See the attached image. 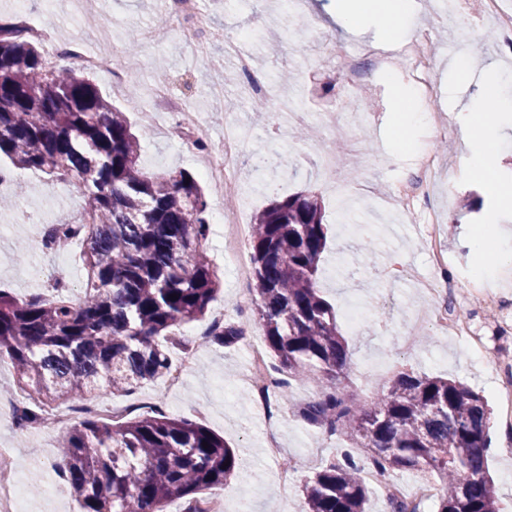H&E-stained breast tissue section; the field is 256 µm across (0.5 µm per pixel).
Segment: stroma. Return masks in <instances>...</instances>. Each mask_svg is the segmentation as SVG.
I'll list each match as a JSON object with an SVG mask.
<instances>
[{"label": "stroma", "mask_w": 512, "mask_h": 512, "mask_svg": "<svg viewBox=\"0 0 512 512\" xmlns=\"http://www.w3.org/2000/svg\"><path fill=\"white\" fill-rule=\"evenodd\" d=\"M455 2L471 28L464 51L473 65L464 72L454 66L450 47L455 35L446 26H439L432 71L436 95L425 104L416 98L409 103L418 111L428 108L445 113L453 134L433 139L427 124L421 123L408 129V145L403 148L395 129L393 84L398 80L410 82L408 65L369 73V92L354 104L347 95V78L334 64L335 57L350 48L388 50L392 41L344 27L336 18V0H303L297 15L284 12L276 0H234L227 9L215 0H203L215 25L225 33L250 35L261 76L273 82L282 72L295 73L290 91L297 109L307 113L308 125L317 127L320 109L331 105L345 113L357 111L366 116V123H354V142L338 152L336 169L330 173L322 171L313 156L315 147L332 148L334 141L327 132L320 131L314 140H291L287 115L244 96L233 60L225 62L222 94L211 93V78L202 59L171 26L162 25L161 0H90L77 12L69 0H28L27 12L33 23L53 32L57 44L77 42L89 51L104 45L118 52L125 43L138 41L140 30L162 29L157 43L139 50L141 65L134 73L139 83L137 96L115 90L106 74L93 75L101 94L125 112L139 133L144 169L157 173L184 169L197 177L202 174L198 159L175 135L172 119L158 116L152 129L141 120L142 113L150 109L148 89L158 78L168 79L176 95L190 100L209 122L213 140L224 134L225 112H233L248 137L239 158L243 190L234 195L230 211L240 212L248 224L274 197L298 191L314 193L325 205L327 247L319 263L317 286L335 309L348 343L350 366L344 386L368 403L382 394L399 371L409 370L453 379L479 392L492 410L488 463L496 501L500 512H512V459L501 451L512 429L503 424L498 411L494 375L465 347L430 325L422 328V340L408 347L402 345L396 331L413 328L416 313L432 308L433 302L422 295L415 282L389 283L381 277L382 267L396 258L418 275L429 274L428 245L422 233V215L429 211L441 217L437 240L448 254L450 276L465 281L481 276L482 261L466 245L472 234L491 235L497 253L512 255V209L500 208L483 182L461 166L466 140L461 108L476 101L487 113L493 111L498 91L512 93V45L503 43L494 22L483 17L482 0ZM491 69L502 76L503 88L489 82L487 72ZM427 148L438 152L445 164V172L430 194L411 210L383 206L393 183L416 172L418 157ZM259 153H274L280 158L279 166L262 181L248 174ZM0 168L13 169L16 176L13 186L0 193L19 196L22 210L18 216L0 214V289L18 298L36 292L48 296L52 293L50 278L57 275L67 281L71 299L79 300L84 291L80 270L83 246H76L62 259L37 248L23 259L17 246L36 237L45 226L82 213L84 199L70 185L41 171L12 168L5 158L0 159ZM208 259L221 281L211 309H223L225 321L240 326L245 335H261L254 315L243 318L237 313L235 284L218 240H210ZM207 325L202 319L182 324L176 331L178 342L170 348L172 359L187 352L196 357L183 384L170 390L159 379L139 388L136 399L151 396L161 400L171 415L196 421L225 438L240 463L235 476L223 485L229 512H236L244 499L249 502V512H267L271 504L277 512H302L305 479L339 457L346 442L338 437L325 438L321 429L299 416V407L312 400L316 391L296 382L284 404L287 417L282 427V453L278 460H270L263 452L262 421L249 398L240 394L227 400L211 390L215 379L232 381L245 367L244 347L239 343L227 347L199 343L197 334ZM16 393L14 371L9 362L0 361V448L10 449L25 485L15 503L17 512H81L75 498L56 495L46 483L37 491L31 487L33 476L46 480L52 475L65 431L50 422L25 430L13 428ZM288 467L297 468L298 473L285 498L277 476Z\"/></svg>", "instance_id": "stroma-1"}]
</instances>
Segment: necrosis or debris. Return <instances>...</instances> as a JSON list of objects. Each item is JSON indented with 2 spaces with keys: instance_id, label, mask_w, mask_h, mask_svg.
<instances>
[{
  "instance_id": "4bbe7bcc",
  "label": "necrosis or debris",
  "mask_w": 512,
  "mask_h": 512,
  "mask_svg": "<svg viewBox=\"0 0 512 512\" xmlns=\"http://www.w3.org/2000/svg\"><path fill=\"white\" fill-rule=\"evenodd\" d=\"M166 16L172 21L181 38L192 44L199 55L205 56L211 70L222 67L223 56L234 57L240 74L251 89V96L259 102H268L273 98L274 86L261 82L255 75L249 41L244 37L228 38L223 31L213 28L208 11L200 5V0H166ZM436 31L431 27L419 29L413 38L393 53H371L369 61L372 70L381 71L406 62L411 68V77L422 98H431L434 94L431 79L434 63V40ZM224 45L223 56L209 53L211 43ZM153 109L174 116L173 129L184 144H192L196 139L207 136V129L198 112L190 103L174 95L166 81H159L151 91ZM244 143V136L235 126H228L222 139L205 156L204 177L214 188L216 194H223L225 187L235 183L238 174V159ZM442 165L440 156L432 150L422 154L419 174L410 180L398 181L392 189V198L400 208L414 207L420 196L426 194L431 179ZM436 215L426 217L427 242H430V266L432 273L424 278L423 285L433 293L435 305L431 312V322L439 330L455 336L472 352L483 355L487 348L479 331L472 323L461 319L449 308L450 299L456 298L459 285L446 276L448 259L442 250L434 245L436 239ZM247 355V369L238 380L239 388L247 391L255 410L263 419V431L266 438L265 452L268 458L278 459L281 448L278 431L284 419V413L275 395L274 384L268 370L266 355L260 344L250 341L244 346Z\"/></svg>"
}]
</instances>
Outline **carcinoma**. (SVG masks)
<instances>
[{"mask_svg": "<svg viewBox=\"0 0 512 512\" xmlns=\"http://www.w3.org/2000/svg\"><path fill=\"white\" fill-rule=\"evenodd\" d=\"M138 136L125 113L74 65L57 69L25 30L0 27V156L23 169L67 177L86 200L87 222L51 229L85 243L84 297L0 290V357L17 373L20 427L45 420L60 401L94 392L124 396L164 377L172 360L159 337L203 317L219 288L204 253L208 203L184 170L139 166ZM326 246L324 205L297 193L258 211L251 229L255 310L268 351L278 359V397L290 381L317 397L301 417L367 449L383 473L428 471L443 487L435 512H498L488 473L487 401L448 378L402 372L366 404L343 393L347 342L316 273ZM219 347L243 339L233 324L214 326ZM58 464L82 512H164L170 501L197 512V494L221 486L238 459L202 425L155 408L122 420L86 417L70 425ZM365 463V464H367ZM365 464L345 453L303 486L304 512H368Z\"/></svg>", "mask_w": 512, "mask_h": 512, "instance_id": "obj_1", "label": "carcinoma"}]
</instances>
